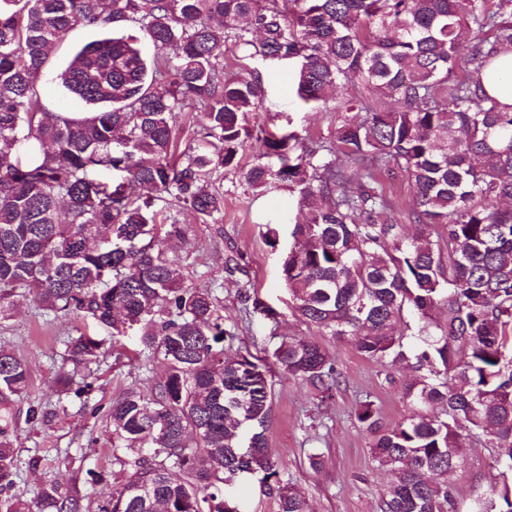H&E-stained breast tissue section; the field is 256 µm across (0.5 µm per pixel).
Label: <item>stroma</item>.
Wrapping results in <instances>:
<instances>
[{
  "label": "stroma",
  "instance_id": "stroma-1",
  "mask_svg": "<svg viewBox=\"0 0 512 512\" xmlns=\"http://www.w3.org/2000/svg\"><path fill=\"white\" fill-rule=\"evenodd\" d=\"M111 34L108 26L83 25L67 33L38 82L47 111L74 117L92 112V105L64 90L58 76L82 46ZM260 71L265 96L259 121L276 134L307 139L326 133L336 121L338 100L349 96L348 91H340L337 98L314 108L297 95L293 64L264 65ZM259 153V143L248 141L239 153L238 168L213 173L212 185L224 193V211L216 223L203 224L189 211L178 212L179 223L189 230L174 254L186 269L188 285L210 290L218 298L224 327L231 333L224 343L226 356L246 355L267 374L272 400L266 437L283 484L300 488L311 512H378L390 476L373 458L370 437L358 423L356 410L361 401H374L386 426L412 415L417 407L403 396L412 372L401 365L367 360L351 341L321 334L294 315L281 260L294 245L291 232L304 222L306 210L297 192L288 187L274 183L257 191L245 183L243 173ZM269 227L278 232L277 245H269L264 238ZM243 285L250 289L246 301L239 295ZM79 325V319L55 317L30 300L19 301L9 317L0 321V347L24 359L31 374L29 393L16 404L18 414H25L32 402L51 406L61 395V377L73 369L64 359L65 341ZM284 336L306 337L328 350L340 375V386L331 399L321 400L309 385L275 365L272 353ZM90 370V391L71 398L66 416L45 425L19 422L13 446L23 467L13 494L30 501L45 483L81 485L87 470L111 473L107 411L113 400L127 394L151 395L165 364L160 357L143 353L133 329L119 343H105ZM468 445L463 465L452 478L460 512L499 480L494 467L497 448L481 437L472 438ZM312 454L320 455V468L310 467ZM33 456L41 462L32 468L28 461ZM225 491L239 512H276V503L265 494L258 476L238 478Z\"/></svg>",
  "mask_w": 512,
  "mask_h": 512
}]
</instances>
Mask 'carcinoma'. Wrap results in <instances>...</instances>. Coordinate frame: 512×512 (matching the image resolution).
<instances>
[{
  "label": "carcinoma",
  "mask_w": 512,
  "mask_h": 512,
  "mask_svg": "<svg viewBox=\"0 0 512 512\" xmlns=\"http://www.w3.org/2000/svg\"><path fill=\"white\" fill-rule=\"evenodd\" d=\"M124 22L153 45L152 61L131 36L94 40L60 80L97 110L85 119L44 111L36 84L50 49L78 24ZM240 48L261 64L297 60L307 104L357 90L327 134L293 145L289 135L261 138L244 179L253 189L286 183L307 209L281 264L304 323L379 363L408 360L392 332L404 311L421 323L411 357L425 374L406 396L440 412L387 427L370 401L357 413L393 474L379 512H454L448 474L474 432L502 449L504 479L469 512H512V110L481 81L512 50V0H0V319L30 299L92 320L113 342L136 325L143 350L165 362L151 397L112 402V463L126 476L99 512H238L224 486L258 472L277 512H309L267 446L265 373L224 356L217 298L187 285L168 257L187 232L173 210L203 224L221 213L224 195L208 179L238 167L254 135L260 74L224 64ZM190 102L200 135L183 147L174 122ZM273 157L277 169L265 162ZM390 173L414 186L408 219L419 233L408 242L381 222L396 208ZM437 227L446 253L431 240ZM105 339L79 330L65 355L85 366ZM273 357L333 397L339 381L324 346L284 337ZM29 378L26 362L0 348V512H85L75 484H47L31 503L9 495L15 403ZM67 408L32 405L28 421ZM247 425L260 430L244 448Z\"/></svg>",
  "instance_id": "1"
}]
</instances>
